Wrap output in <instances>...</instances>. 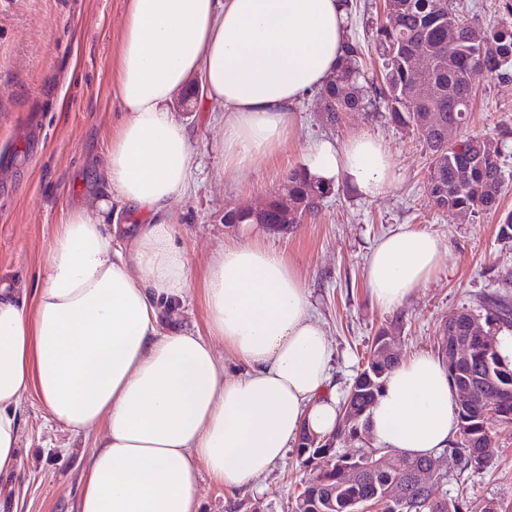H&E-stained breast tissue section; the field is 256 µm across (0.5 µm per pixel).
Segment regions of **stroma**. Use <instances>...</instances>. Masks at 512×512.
<instances>
[{
  "label": "stroma",
  "mask_w": 512,
  "mask_h": 512,
  "mask_svg": "<svg viewBox=\"0 0 512 512\" xmlns=\"http://www.w3.org/2000/svg\"><path fill=\"white\" fill-rule=\"evenodd\" d=\"M126 0H0V284L30 293L37 286L57 224L79 205L106 162L105 145L123 118L111 78L120 51ZM388 20L384 0H357L348 18V37L359 42L368 73L378 70L372 28ZM467 132L490 136L512 175V78L478 72ZM367 107L326 122L317 96L308 97L293 115L284 147L263 160L248 179L226 171L220 151L221 130L205 93L177 102L196 152L190 191L172 205L176 242L188 257L191 297L178 317L180 326L209 338L227 376L241 374L211 335L202 297L203 279L224 241L247 245L262 240L279 251L311 292L313 313L334 347L332 381L344 397L365 362L373 336L389 327L399 339L402 359L437 354L438 329L482 297L512 301V231L503 229L499 211H512V189L498 212L468 219L436 209L427 190L428 154L410 128L393 124L375 89ZM366 131L389 149L395 179L373 200L346 181L312 216L287 232L263 224H228L224 214L259 207L277 192L289 170L302 166L317 140L342 142ZM406 224L436 236L443 259L430 281L392 311L371 300L366 278L368 255L388 230ZM19 469L0 476V512H77L85 463L94 436L74 437L50 420L35 392L20 409ZM496 453L482 471L450 472L434 486L435 495L462 497L464 512H482L495 501L512 512V424L494 428ZM69 447L60 456V447ZM306 473L296 450H289L246 491L229 492L200 474L202 512H294Z\"/></svg>",
  "instance_id": "1"
}]
</instances>
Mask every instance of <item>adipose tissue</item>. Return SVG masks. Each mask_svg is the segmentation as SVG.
Here are the masks:
<instances>
[{"instance_id":"adipose-tissue-1","label":"adipose tissue","mask_w":512,"mask_h":512,"mask_svg":"<svg viewBox=\"0 0 512 512\" xmlns=\"http://www.w3.org/2000/svg\"><path fill=\"white\" fill-rule=\"evenodd\" d=\"M346 23L343 0H128L116 79L124 119L99 189L55 230L32 296L0 285V474L19 467V407L32 390L71 435L97 436L78 512H201L200 473L234 492L302 430H335L330 342L274 248L226 242L203 280L210 331L243 375L227 378L201 335L159 315L190 294L170 205L187 195L196 156L176 99L201 80L224 114V166L247 178L341 63ZM305 168L369 199L394 180L390 152L366 132L314 144ZM124 205L147 223L120 224ZM441 261L433 234L390 231L368 262L373 300L397 308ZM369 425L375 447L404 456L452 447L456 395L441 359L421 354L393 369Z\"/></svg>"}]
</instances>
